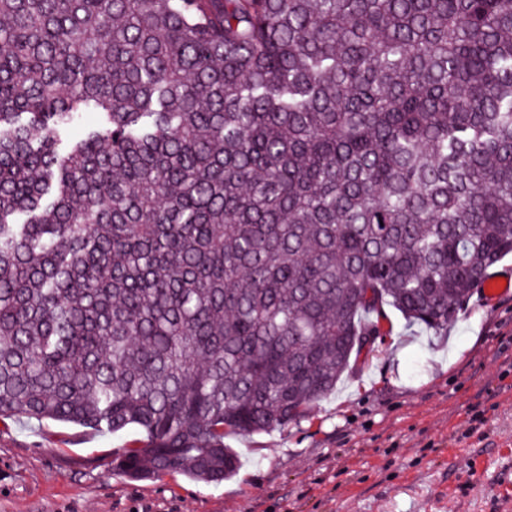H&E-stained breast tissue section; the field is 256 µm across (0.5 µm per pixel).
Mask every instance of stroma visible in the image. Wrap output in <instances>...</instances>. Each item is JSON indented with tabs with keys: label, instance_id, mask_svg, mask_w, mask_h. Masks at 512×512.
Instances as JSON below:
<instances>
[{
	"label": "stroma",
	"instance_id": "1",
	"mask_svg": "<svg viewBox=\"0 0 512 512\" xmlns=\"http://www.w3.org/2000/svg\"><path fill=\"white\" fill-rule=\"evenodd\" d=\"M139 435L0 418V512H512V295L441 334L389 314L304 419L225 437L221 484L130 478L116 455Z\"/></svg>",
	"mask_w": 512,
	"mask_h": 512
}]
</instances>
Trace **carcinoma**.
<instances>
[{"label": "carcinoma", "mask_w": 512, "mask_h": 512, "mask_svg": "<svg viewBox=\"0 0 512 512\" xmlns=\"http://www.w3.org/2000/svg\"><path fill=\"white\" fill-rule=\"evenodd\" d=\"M509 255L512 0H0V417L218 485Z\"/></svg>", "instance_id": "obj_1"}]
</instances>
